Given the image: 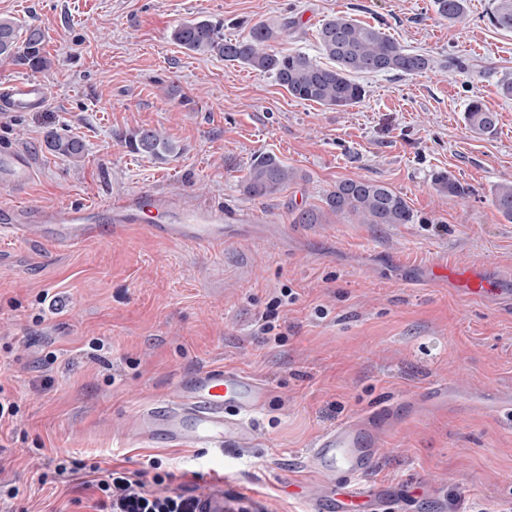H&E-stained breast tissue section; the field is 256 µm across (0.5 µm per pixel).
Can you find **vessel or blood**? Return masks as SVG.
<instances>
[{
    "label": "vessel or blood",
    "instance_id": "vessel-or-blood-1",
    "mask_svg": "<svg viewBox=\"0 0 512 512\" xmlns=\"http://www.w3.org/2000/svg\"><path fill=\"white\" fill-rule=\"evenodd\" d=\"M48 101L46 84L38 78L0 83V109L31 112ZM30 157L14 148L0 149V184L20 188L32 175ZM107 214L109 225L99 223ZM254 216L224 204L183 206L178 197L149 190L122 195L105 207L63 204L52 208L27 204L0 205V236L22 241L32 226L60 247L93 240L103 233L142 229L149 237L189 246H210L232 236ZM268 398L266 386L231 366L204 369L178 387L174 399L149 408L140 425L146 436L196 448L224 449L241 445L254 431L253 418ZM386 427L383 413L372 412L322 432L307 451L322 489L311 512H363L374 491L368 482L377 468L379 439Z\"/></svg>",
    "mask_w": 512,
    "mask_h": 512
}]
</instances>
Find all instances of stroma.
Segmentation results:
<instances>
[{"label":"stroma","instance_id":"obj_1","mask_svg":"<svg viewBox=\"0 0 512 512\" xmlns=\"http://www.w3.org/2000/svg\"><path fill=\"white\" fill-rule=\"evenodd\" d=\"M493 6L466 0L449 21L433 0H0V17L43 30L51 60L42 109L0 110V147L26 152L34 170L25 188L0 187V204H94L149 188L261 216L208 249L134 227L67 249L35 231L0 238V375L23 420L0 429L15 512H84L54 466L27 467L25 448L158 475L165 491H246L268 512H306L316 490L307 448L380 407L396 424L375 476L405 490L383 512H512V416L486 400L512 398V220L493 203L512 185V32L489 24ZM336 14L381 27L430 56L431 70L355 75L362 101L336 110L170 39L194 19L223 20L231 39L283 23L274 50L316 58L317 30ZM475 101L497 112L493 134L467 125ZM141 128L175 153L130 152L125 139ZM51 131L81 140L82 160L50 151ZM265 154L298 177L255 198L242 179ZM441 172L465 194L439 192ZM345 179L385 183L411 223L332 213L327 198ZM308 209L322 223H298ZM444 260L496 291L467 298L435 283ZM285 291L294 303L278 308L274 337L261 335L260 315ZM226 365L269 387L253 444L215 452L135 435L138 415L179 381ZM434 381L452 389L447 410L419 403Z\"/></svg>","mask_w":512,"mask_h":512}]
</instances>
